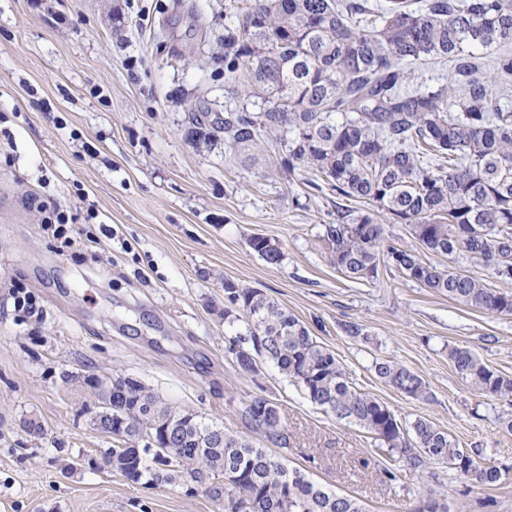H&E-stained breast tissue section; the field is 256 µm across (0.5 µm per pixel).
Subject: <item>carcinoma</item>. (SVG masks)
Instances as JSON below:
<instances>
[{"mask_svg": "<svg viewBox=\"0 0 512 512\" xmlns=\"http://www.w3.org/2000/svg\"><path fill=\"white\" fill-rule=\"evenodd\" d=\"M512 43V0H253L226 29L225 79L265 100L258 112L224 116V146L241 152L289 134L288 166L303 167L336 195L371 211L337 212L324 225L328 259L353 280L372 279L385 262L448 299L491 314L512 315V292L455 268L424 262L386 243L381 219L404 224L431 253L475 260L512 280V108L502 103L512 82V54L484 67L474 49ZM448 63V81L413 85L406 65ZM249 246L271 265L279 243L252 236ZM228 354L244 373L273 362L313 404L373 434L403 466L421 471L446 463L458 475L495 486L506 468L481 462L448 432L424 418L405 426L380 399L357 389L336 355L287 309L256 288L224 280ZM448 360L470 389L512 402V376L489 368L466 346ZM385 385L425 400L423 379L387 359L374 363ZM95 398L112 402L101 430L125 444L106 451L112 469L147 486L188 487L205 470L223 478L213 489L229 512H365L360 501L313 480L243 436L224 433L221 448L201 443L216 429L195 413L170 406L127 377L87 381ZM242 416L253 432L288 447L279 406L264 397ZM172 424L173 448L143 439Z\"/></svg>", "mask_w": 512, "mask_h": 512, "instance_id": "1", "label": "carcinoma"}]
</instances>
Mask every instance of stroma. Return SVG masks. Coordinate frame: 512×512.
Returning <instances> with one entry per match:
<instances>
[{
  "mask_svg": "<svg viewBox=\"0 0 512 512\" xmlns=\"http://www.w3.org/2000/svg\"><path fill=\"white\" fill-rule=\"evenodd\" d=\"M246 3L0 0V512H224L205 490L113 471L104 453L117 441L95 427L87 381L118 376L243 436L244 407L275 401L290 464L367 512H412L429 498L448 512H512V473L482 487L445 463L401 469L273 364L251 375L228 356L230 279L295 315L399 419L425 418L487 463L512 466L502 423L512 403L477 395L448 361L464 345L512 375V316L458 305L393 269L351 281L322 240L341 200L289 170L286 144L255 149L249 163L225 149L218 120L258 109L224 79V30ZM194 114L214 120L208 136L194 133ZM33 195L63 205L65 239L42 226ZM255 234L281 242L279 264L252 251ZM20 292L39 316L18 310ZM379 359L417 373L428 399L382 383Z\"/></svg>",
  "mask_w": 512,
  "mask_h": 512,
  "instance_id": "35a3bbf8",
  "label": "stroma"
}]
</instances>
